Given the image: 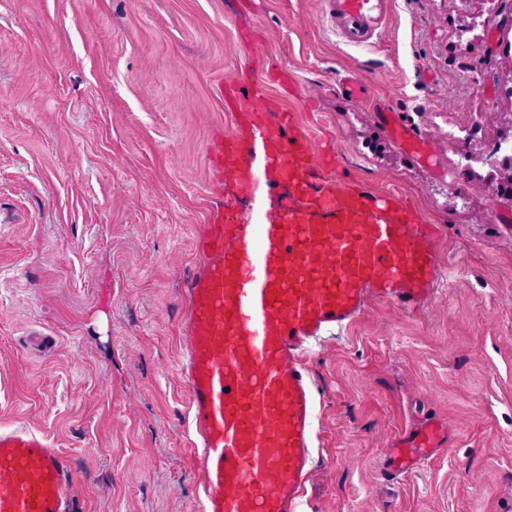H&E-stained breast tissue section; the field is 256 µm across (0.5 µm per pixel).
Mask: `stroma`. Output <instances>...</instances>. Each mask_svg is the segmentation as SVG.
Segmentation results:
<instances>
[{"label":"stroma","instance_id":"1","mask_svg":"<svg viewBox=\"0 0 512 512\" xmlns=\"http://www.w3.org/2000/svg\"><path fill=\"white\" fill-rule=\"evenodd\" d=\"M326 0H0V426L58 448L75 512H198L177 361L210 199L216 86L245 67L300 86L340 181L444 225V279L414 312L377 302L326 331L317 465L299 512H512V203L463 148L512 136V0H389L374 46ZM256 30L253 47L242 31ZM366 98L352 100L345 78ZM56 336L49 355L20 346ZM447 449L399 482L381 460L415 418Z\"/></svg>","mask_w":512,"mask_h":512}]
</instances>
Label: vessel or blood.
I'll use <instances>...</instances> for the list:
<instances>
[{"instance_id": "obj_1", "label": "vessel or blood", "mask_w": 512, "mask_h": 512, "mask_svg": "<svg viewBox=\"0 0 512 512\" xmlns=\"http://www.w3.org/2000/svg\"><path fill=\"white\" fill-rule=\"evenodd\" d=\"M384 8L385 0H329L357 47L371 45ZM263 77L277 95L265 105L241 104L232 81L218 90L233 126L209 134L212 204L184 290L180 373L201 512H297L314 463L313 343L374 301L419 309L440 272L443 226L417 221L398 196L337 183L322 125L279 104L296 84L278 72ZM228 189L247 203L245 215L225 211ZM450 439L432 417L405 429L386 477L406 475ZM73 497L61 454L41 432L0 426V512H70Z\"/></svg>"}]
</instances>
